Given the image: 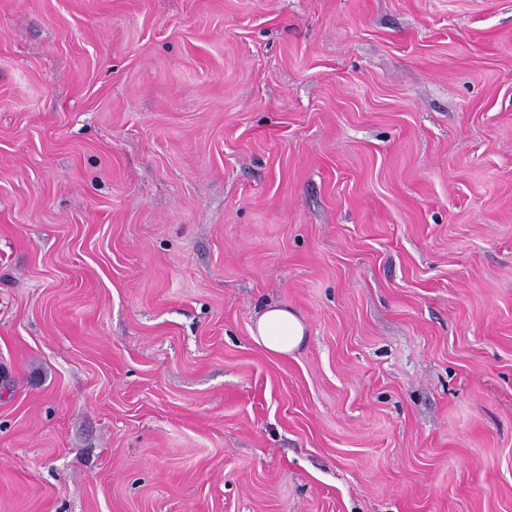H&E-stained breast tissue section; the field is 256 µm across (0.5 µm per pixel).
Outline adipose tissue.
<instances>
[{"label": "adipose tissue", "mask_w": 512, "mask_h": 512, "mask_svg": "<svg viewBox=\"0 0 512 512\" xmlns=\"http://www.w3.org/2000/svg\"><path fill=\"white\" fill-rule=\"evenodd\" d=\"M306 327L302 319L288 306L265 308L250 329L252 340L270 354L285 356L302 343Z\"/></svg>", "instance_id": "ef3b65f1"}]
</instances>
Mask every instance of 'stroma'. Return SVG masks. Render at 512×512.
I'll use <instances>...</instances> for the list:
<instances>
[{
	"label": "stroma",
	"mask_w": 512,
	"mask_h": 512,
	"mask_svg": "<svg viewBox=\"0 0 512 512\" xmlns=\"http://www.w3.org/2000/svg\"><path fill=\"white\" fill-rule=\"evenodd\" d=\"M0 512H512V0H0ZM306 327L287 305L265 308L250 328L252 340L274 356H288L302 343Z\"/></svg>",
	"instance_id": "35a3bbf8"
}]
</instances>
